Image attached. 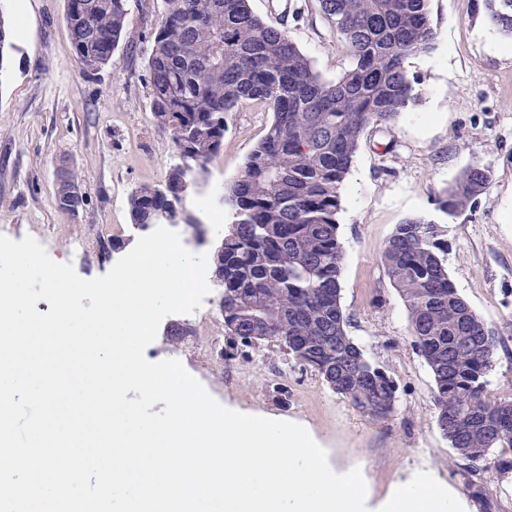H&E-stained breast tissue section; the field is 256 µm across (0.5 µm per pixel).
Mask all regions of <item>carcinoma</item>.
Returning a JSON list of instances; mask_svg holds the SVG:
<instances>
[{
  "mask_svg": "<svg viewBox=\"0 0 512 512\" xmlns=\"http://www.w3.org/2000/svg\"><path fill=\"white\" fill-rule=\"evenodd\" d=\"M430 0H319L352 67L328 80L283 30L255 14L250 0H164L147 57L154 124L189 174L172 165L162 184L129 195L131 221L198 228L183 180L208 173L227 117L250 103L273 119L240 176L225 189L231 224L211 262L221 288L227 344L275 346L318 374L362 415L392 417L397 384L348 334L341 306L344 261L337 214L340 189L367 130L387 126L421 93L405 60L434 49ZM487 18L512 38V0H485ZM128 0H67L64 21L83 72L112 64L126 32ZM492 171L464 168L441 192L452 218L487 192ZM445 226L419 218L397 225L379 262L408 313V335L433 376V403L452 457L470 474H512V397L488 390L502 337L457 293L445 262ZM220 270L224 277H216Z\"/></svg>",
  "mask_w": 512,
  "mask_h": 512,
  "instance_id": "obj_1",
  "label": "carcinoma"
}]
</instances>
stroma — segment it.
I'll return each instance as SVG.
<instances>
[{
    "instance_id": "1",
    "label": "stroma",
    "mask_w": 512,
    "mask_h": 512,
    "mask_svg": "<svg viewBox=\"0 0 512 512\" xmlns=\"http://www.w3.org/2000/svg\"><path fill=\"white\" fill-rule=\"evenodd\" d=\"M19 2L23 21L12 28L13 48L0 64V234L16 241L33 236L50 257L67 256L80 277L92 279L107 273L140 236L129 215L131 191L163 182L173 162L169 138L152 121L146 71L163 3L129 0L126 34L111 65L87 74L63 22L67 0H0V12L14 16ZM250 4L287 31L324 78L351 67L317 0ZM430 11L435 48L406 62L421 99L393 126L367 134L338 213L348 332L396 381L395 415L383 422L363 416L275 347L256 350L248 363L233 349L220 364L195 358L187 339L169 336L167 320L147 358H177L198 380L223 386L225 408L299 423L327 450L330 464L361 468L372 501L423 470L464 497L471 512H485L476 496L480 486L489 490L492 512H512V479L498 480L489 471L471 476L451 464L436 421L433 377L410 343L406 309L379 262L397 224L409 218L447 224L450 279L506 339L489 390L512 397V40L488 25L485 0H431ZM271 118L258 104L232 113L222 149L187 196L188 208L206 199L231 223L224 190ZM62 159L79 174L86 197L74 219L56 203ZM474 163L493 171L489 191L446 218L437 208L439 194Z\"/></svg>"
}]
</instances>
